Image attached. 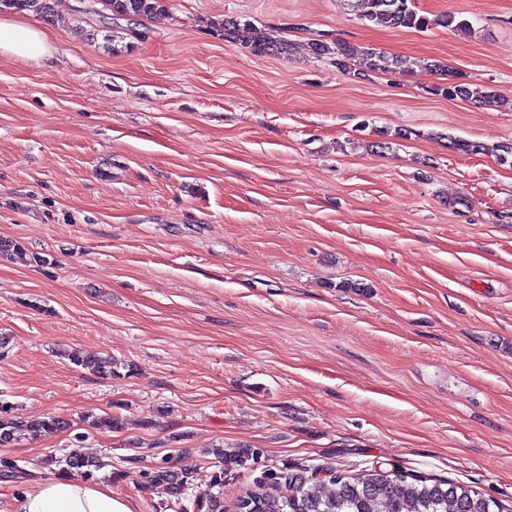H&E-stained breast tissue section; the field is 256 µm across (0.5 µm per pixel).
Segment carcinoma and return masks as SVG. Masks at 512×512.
Instances as JSON below:
<instances>
[{
	"label": "carcinoma",
	"instance_id": "obj_1",
	"mask_svg": "<svg viewBox=\"0 0 512 512\" xmlns=\"http://www.w3.org/2000/svg\"><path fill=\"white\" fill-rule=\"evenodd\" d=\"M113 17L127 21L148 18L167 9L168 0H101ZM358 18L368 26L389 29H415L427 31L445 28L456 32L470 30L469 21L454 12L434 15L422 13L417 0H352ZM27 10L39 16L50 13L49 0H0V9ZM245 44L255 54L273 50L272 42L257 33ZM312 51L318 55H334L337 64L344 67L355 56H362V65L370 71H388L398 60L373 49L358 52L345 42L333 44L315 42ZM67 359L76 366L97 374L112 376L117 373V363L110 357L97 353L71 351ZM68 427L59 417L27 419L14 414L13 408L0 405V445L25 438H34ZM217 470L211 473L213 485L224 486V473L247 469L257 463L259 453L253 450L224 452V448H211ZM101 468V463L78 450L71 451L65 459L62 473L89 480ZM194 477L189 467L174 469L159 467L148 480L151 488L179 501ZM334 489L321 491L315 477L300 469L285 474L266 473L256 480L255 488L247 491L235 504V512H512L498 500L485 497L469 487L448 480L427 482L409 478L404 474L385 475L376 470L360 473L337 474Z\"/></svg>",
	"mask_w": 512,
	"mask_h": 512
}]
</instances>
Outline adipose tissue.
I'll return each mask as SVG.
<instances>
[{
	"label": "adipose tissue",
	"instance_id": "1",
	"mask_svg": "<svg viewBox=\"0 0 512 512\" xmlns=\"http://www.w3.org/2000/svg\"><path fill=\"white\" fill-rule=\"evenodd\" d=\"M55 51L48 33L14 18H0V54L40 60ZM18 512H133L129 500L109 484H90L68 476L40 482L18 502Z\"/></svg>",
	"mask_w": 512,
	"mask_h": 512
}]
</instances>
